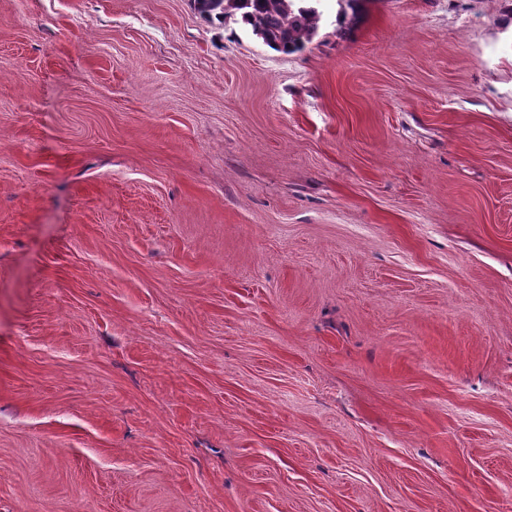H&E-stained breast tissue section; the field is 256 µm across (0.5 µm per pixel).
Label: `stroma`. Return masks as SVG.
<instances>
[{
    "instance_id": "35a3bbf8",
    "label": "stroma",
    "mask_w": 512,
    "mask_h": 512,
    "mask_svg": "<svg viewBox=\"0 0 512 512\" xmlns=\"http://www.w3.org/2000/svg\"><path fill=\"white\" fill-rule=\"evenodd\" d=\"M504 5L0 0V512H512ZM331 0H191L205 19L224 23L238 17L273 50L301 52L317 34L324 14L317 6ZM338 8L336 9V27L340 33H347L351 30L359 17V6L365 0H335Z\"/></svg>"
}]
</instances>
